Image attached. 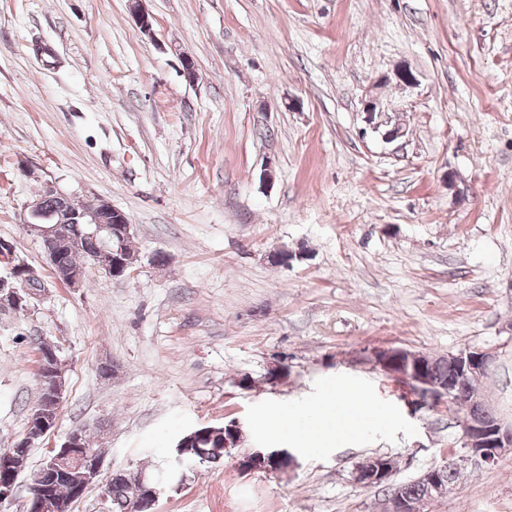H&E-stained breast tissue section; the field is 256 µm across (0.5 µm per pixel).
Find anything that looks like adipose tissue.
I'll return each instance as SVG.
<instances>
[{
    "mask_svg": "<svg viewBox=\"0 0 512 512\" xmlns=\"http://www.w3.org/2000/svg\"><path fill=\"white\" fill-rule=\"evenodd\" d=\"M391 413L371 403L354 404L348 391L334 390L297 407L272 409L266 426L278 440L319 455L335 444H346L372 429L389 425Z\"/></svg>",
    "mask_w": 512,
    "mask_h": 512,
    "instance_id": "1",
    "label": "adipose tissue"
}]
</instances>
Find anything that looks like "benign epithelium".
Instances as JSON below:
<instances>
[{
	"label": "benign epithelium",
	"mask_w": 512,
	"mask_h": 512,
	"mask_svg": "<svg viewBox=\"0 0 512 512\" xmlns=\"http://www.w3.org/2000/svg\"><path fill=\"white\" fill-rule=\"evenodd\" d=\"M132 12L140 31L149 35L153 23L150 15L140 7V0H132ZM365 119L369 128L381 134L386 143H392L404 136L401 126L389 125L388 119L376 111V103L369 99L365 104ZM27 227L42 241L57 242V247L46 250L47 257L56 278L68 287L77 290L83 286L85 268L72 265L67 261V254L82 247L87 238L102 242L104 253L101 268L113 278L126 275L130 264L123 251V241L131 235L132 224L128 216L112 206L103 198H94L81 204H72L65 194L53 188L47 189L29 205ZM82 226V234H72L67 226ZM40 279L24 263L11 267L7 277L0 276V309L13 308L22 302L41 295ZM458 360L456 375L448 382H440L429 376L428 368L436 357L423 351H411L402 348H388L374 353L375 363L387 375L408 381L422 396L434 402L455 399L460 382L480 383L489 374L495 356L489 350L464 349L453 354ZM43 361L46 382L43 398L34 404L25 435L11 448L0 452V469L7 471L0 478V504L11 499L15 493L17 481L27 467L29 451L35 441L52 430L64 401L65 364L56 352L39 356ZM490 403L483 389L470 391L466 410L460 413L463 426V445L468 454L482 462L493 465L506 455H512V427L505 426L499 419L486 416ZM215 429L206 426L195 428L184 434L180 444V454L172 458V466L183 469L187 463L195 460L187 455L184 448L192 440ZM293 455L286 449L254 450L237 465L243 470L278 471L283 464L291 465ZM104 459L94 450L84 445L80 431L71 432L57 453L52 455L50 467L66 480L71 488L67 499L56 497L52 491L37 483L33 487L29 500L35 502L34 512H72L74 502L86 497L98 488L102 482ZM397 469L396 462L382 456L367 457L359 462L353 472L354 481L363 487L384 484L391 480ZM125 479L141 487L156 505L160 494L159 483L150 481L140 470H127ZM427 494L421 499H407L397 495L388 498L385 512H428L431 502L446 496L436 471L424 474Z\"/></svg>",
	"instance_id": "benign-epithelium-1"
}]
</instances>
